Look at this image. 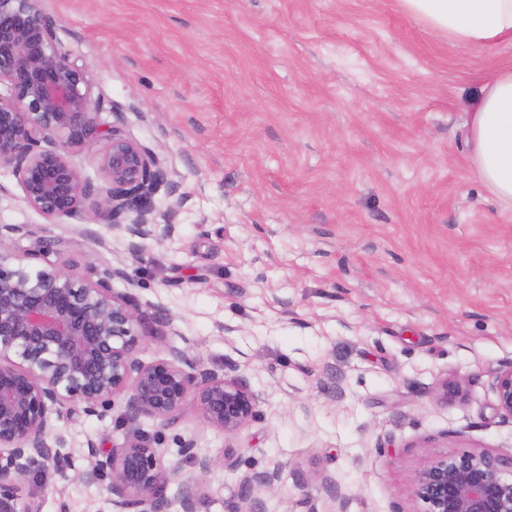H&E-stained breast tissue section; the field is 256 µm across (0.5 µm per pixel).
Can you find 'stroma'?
<instances>
[{"label":"stroma","mask_w":512,"mask_h":512,"mask_svg":"<svg viewBox=\"0 0 512 512\" xmlns=\"http://www.w3.org/2000/svg\"><path fill=\"white\" fill-rule=\"evenodd\" d=\"M82 66L102 124L157 152L184 196L174 235L135 260L101 224H50L0 171V224L61 240L78 271L124 266L115 281L145 315H174L168 343L231 371L260 397L257 418L224 436L186 410L162 430L117 412L55 421L68 481L48 467L43 512H109L89 482L87 440L132 430L168 460L232 449L197 512H226L241 479L282 470L262 512H420L409 488L428 457L512 454V422L492 385L512 362V204L472 173L463 138L471 98L512 69V41L466 49L398 0H42ZM167 343V344H168ZM459 397L441 402L442 381ZM63 485L56 493L54 485Z\"/></svg>","instance_id":"obj_1"}]
</instances>
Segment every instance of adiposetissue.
I'll return each mask as SVG.
<instances>
[{
	"mask_svg": "<svg viewBox=\"0 0 512 512\" xmlns=\"http://www.w3.org/2000/svg\"><path fill=\"white\" fill-rule=\"evenodd\" d=\"M430 30L470 48L512 40V0H400ZM471 167L500 201L512 203V70L487 80L465 122Z\"/></svg>",
	"mask_w": 512,
	"mask_h": 512,
	"instance_id": "adipose-tissue-1",
	"label": "adipose tissue"
}]
</instances>
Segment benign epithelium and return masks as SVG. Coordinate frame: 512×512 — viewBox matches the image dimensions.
<instances>
[{"instance_id":"7a95c632","label":"benign epithelium","mask_w":512,"mask_h":512,"mask_svg":"<svg viewBox=\"0 0 512 512\" xmlns=\"http://www.w3.org/2000/svg\"><path fill=\"white\" fill-rule=\"evenodd\" d=\"M0 169L17 179L23 202L49 224L95 223L132 240L142 259L146 244L174 232L183 198L169 182L160 156L117 127L103 128L91 82L56 36L41 0H0ZM101 146L99 185L74 161ZM166 188L173 198L158 222L154 197ZM30 233L25 224L0 225V512H42L30 490L53 461L69 476L53 450L52 417H103L116 401L121 419L145 417L166 429L194 407L215 430L237 435L258 414L259 396L236 375L198 368L189 349L168 347L144 361L140 353L162 340L174 321L163 311L151 317L134 297L112 282L124 270L102 262L86 277L50 260L60 241L44 240L16 253L10 242ZM497 410L512 421V363L495 371ZM180 456L196 474L185 477L165 460L147 435L134 431L110 448L89 440L87 480L108 477L107 502L117 512H165L170 484H177L182 512H197L205 478L214 466L234 469L226 450L200 457L195 440L183 438ZM279 468L242 478L241 502L227 512H260L259 494L273 488ZM410 494L422 512H512V456L486 451L437 456L417 471Z\"/></svg>"}]
</instances>
